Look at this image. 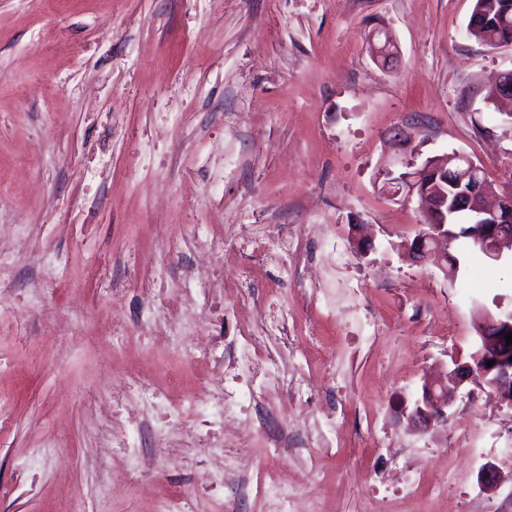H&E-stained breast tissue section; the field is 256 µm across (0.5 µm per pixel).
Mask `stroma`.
I'll return each instance as SVG.
<instances>
[{
    "instance_id": "1",
    "label": "stroma",
    "mask_w": 512,
    "mask_h": 512,
    "mask_svg": "<svg viewBox=\"0 0 512 512\" xmlns=\"http://www.w3.org/2000/svg\"><path fill=\"white\" fill-rule=\"evenodd\" d=\"M473 0H0V512H512V407L449 384L445 423L409 414L512 309V250L454 276L403 242L426 223L381 173L459 152L512 180V45L465 36ZM382 29L398 54L370 56ZM413 134L396 152L390 131ZM363 225L369 250L352 240ZM271 227L266 262L241 244ZM204 228L222 285L194 283L169 339L149 300ZM255 304L266 364L199 356L205 312ZM223 386H206L216 365ZM157 391L141 394V386ZM236 420L158 427L157 401ZM147 459L134 470L117 440ZM498 483L484 490L481 469Z\"/></svg>"
}]
</instances>
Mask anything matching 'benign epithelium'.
<instances>
[{"instance_id":"1","label":"benign epithelium","mask_w":512,"mask_h":512,"mask_svg":"<svg viewBox=\"0 0 512 512\" xmlns=\"http://www.w3.org/2000/svg\"><path fill=\"white\" fill-rule=\"evenodd\" d=\"M454 165L453 180H448L444 172L432 169L429 161L420 166L405 163V174L388 170L383 174V192L391 199L400 196L417 197L421 207L435 214L436 223L431 231L424 232L410 243L414 258L424 260L436 255L448 260V228L442 223L447 212L460 211V203L470 198L468 235L483 247L488 259L496 261L501 255V246L512 243V193L499 196L497 206H484L487 183L480 178L483 166L471 157L456 153L452 155ZM453 184L457 193L448 197V184ZM512 333V319L488 322L484 325V335L479 337L483 344L482 355L474 365L457 368L459 381H466L477 375L483 379L503 403L512 406V345H507L505 336ZM494 364L489 366L487 361ZM420 399L415 402L411 417L418 422H440L448 419L450 401L448 394L437 392L434 383L426 381L422 386Z\"/></svg>"}]
</instances>
